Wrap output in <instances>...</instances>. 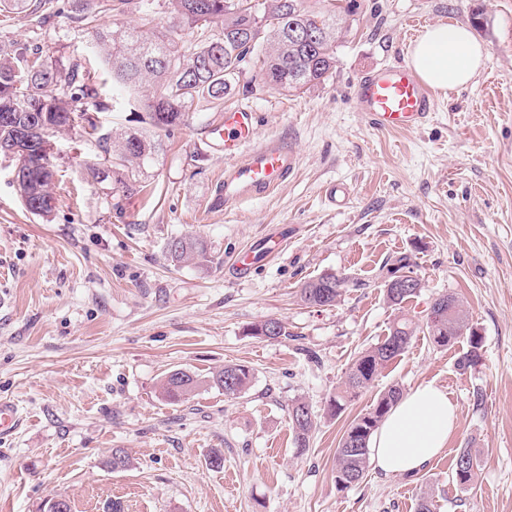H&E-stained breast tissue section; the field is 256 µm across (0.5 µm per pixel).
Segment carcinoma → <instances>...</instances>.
Listing matches in <instances>:
<instances>
[{
  "label": "carcinoma",
  "instance_id": "carcinoma-1",
  "mask_svg": "<svg viewBox=\"0 0 512 512\" xmlns=\"http://www.w3.org/2000/svg\"><path fill=\"white\" fill-rule=\"evenodd\" d=\"M77 20L93 32V43L81 61L49 60L36 49L0 46V150L21 144L14 154L22 179L16 191L33 214L47 215L55 207L51 192L55 172L50 163L54 137L63 129L79 128L88 142H101L92 113L105 108L97 100L92 62L98 61L112 76V86L123 89L128 100L141 106L140 122L154 130L176 126L200 100H224L237 84L245 65L260 63L261 81L287 93H304L322 84L336 66V48L349 35L356 0H318L307 7L304 0H170L179 26L184 29L217 30L201 34L192 47L178 46L175 30H137L112 27L102 20L106 12L122 13L133 0H67ZM155 152L146 132L123 139L117 157L105 149L104 161L117 160V177L126 190L135 187L134 171ZM174 262L191 256L206 258L203 242L192 236L172 239L167 246ZM404 271L415 276L410 256L400 254L387 263V272ZM348 281L334 273L307 282L301 299L314 306L336 303ZM388 302L398 308L420 293L406 288L399 294L385 289ZM445 294L430 305L440 319L419 323L402 314L395 318L385 339L361 352L348 367L344 388L329 401L332 415L341 413L376 376L408 349L419 332L427 333L438 348L453 346L464 338L467 350L458 359L462 369L481 360L482 337L464 309L448 317ZM250 369L230 364L206 379L182 370H172L160 380L164 399L179 404L189 400L204 385H214L227 397H235L250 383ZM403 395L391 385L373 407L350 423L336 448L335 482L340 489L360 483L368 472L369 443L374 432ZM296 453L304 454L315 422L309 405L296 399L288 408ZM112 471H123L131 459L115 448L106 460ZM479 464L470 451L461 450L452 478L462 489L472 486Z\"/></svg>",
  "mask_w": 512,
  "mask_h": 512
}]
</instances>
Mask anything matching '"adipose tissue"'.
I'll return each mask as SVG.
<instances>
[{
	"mask_svg": "<svg viewBox=\"0 0 512 512\" xmlns=\"http://www.w3.org/2000/svg\"><path fill=\"white\" fill-rule=\"evenodd\" d=\"M485 53L467 26L448 22L426 26L410 44L407 60L425 84L446 92L469 83ZM456 422L447 391L422 384L388 413L371 440V462L385 474L416 472L447 447Z\"/></svg>",
	"mask_w": 512,
	"mask_h": 512,
	"instance_id": "1",
	"label": "adipose tissue"
}]
</instances>
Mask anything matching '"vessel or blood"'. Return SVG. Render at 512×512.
I'll return each instance as SVG.
<instances>
[{
    "instance_id": "vessel-or-blood-1",
    "label": "vessel or blood",
    "mask_w": 512,
    "mask_h": 512,
    "mask_svg": "<svg viewBox=\"0 0 512 512\" xmlns=\"http://www.w3.org/2000/svg\"><path fill=\"white\" fill-rule=\"evenodd\" d=\"M354 98L367 123L380 131L411 130L423 125L434 107L432 91L405 61L367 71L354 86ZM254 112L239 108L225 113L224 154L232 163L224 170L211 201L212 208L232 210L247 199L263 198L288 180L298 166L295 149L280 142L253 145ZM273 251L259 242L234 262L236 275H247L254 263Z\"/></svg>"
}]
</instances>
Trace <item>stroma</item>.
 <instances>
[{
	"mask_svg": "<svg viewBox=\"0 0 512 512\" xmlns=\"http://www.w3.org/2000/svg\"><path fill=\"white\" fill-rule=\"evenodd\" d=\"M337 65L318 87L288 94L265 86L253 66L221 106L193 105L184 124L155 132L159 150L124 191L97 143L66 130L55 139L56 207L22 205L16 161L0 156V398L23 423L0 437V512H40L55 496L72 512H415L432 494L435 512H512V0H358ZM456 21L487 58L466 86L437 93L420 128L377 131L354 99L371 68L405 59L410 17ZM92 33L65 11L33 25L0 14V41L77 57ZM258 116L255 143L298 153L295 173L272 196L231 212L210 206L228 161L212 130L227 110ZM351 190L346 206L324 195ZM279 251L245 278L234 257L263 237ZM193 236L206 259L171 262L168 242ZM408 254L422 282L405 313L421 319L439 295L459 297L483 337L481 362L457 365L418 334L340 415L327 403L353 358L387 336L397 316L383 266ZM347 277L332 306L300 298L325 273ZM268 318L289 337L249 336ZM249 366L238 396L204 387L172 404L162 376L203 377ZM445 389L458 409L447 447L414 474L368 470L347 489L334 479L336 448L351 421L390 385ZM305 400L317 421L296 454L288 406ZM125 449L129 469L104 461ZM480 464L473 488L451 481L456 455ZM221 451L224 465L209 458Z\"/></svg>",
	"mask_w": 512,
	"mask_h": 512,
	"instance_id": "1",
	"label": "stroma"
}]
</instances>
